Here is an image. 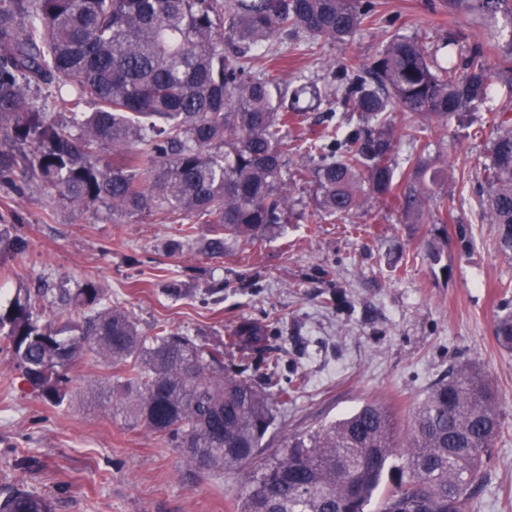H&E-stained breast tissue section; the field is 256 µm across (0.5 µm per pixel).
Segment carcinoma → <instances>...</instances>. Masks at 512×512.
<instances>
[{
  "label": "carcinoma",
  "instance_id": "carcinoma-1",
  "mask_svg": "<svg viewBox=\"0 0 512 512\" xmlns=\"http://www.w3.org/2000/svg\"><path fill=\"white\" fill-rule=\"evenodd\" d=\"M512 20V0H453ZM370 0H0V190H50L71 207L112 206V215L154 213L179 224L180 241L204 257L224 255L232 240L253 245L288 221L286 129L301 116L293 91L252 72V52L283 34L296 45L343 41L372 21ZM512 79V45L497 69L479 46L466 74L441 65L419 41L393 36L371 60L338 65L326 99V125L307 146L327 216L345 218L360 193L395 207L412 224L432 217L429 186L443 170L425 158L412 133L396 134L390 112L446 122L486 105L494 80ZM71 123L50 117L55 105ZM93 111L86 112V105ZM356 116L345 132L337 110ZM411 145L397 172L402 140ZM112 149V162L98 152ZM484 167L485 213L499 246L512 252V118L499 119ZM23 186H18L17 181ZM210 218L197 235L193 217ZM73 307L62 326L44 317V291H18L0 311L5 345L23 380L47 403L71 393L69 373L88 354L112 368L109 411L143 426L179 450L199 471L247 475L240 512H366L384 478L392 488L378 512H468L482 481L484 456L501 428L498 402L484 377L451 368L418 404L398 437L396 417L367 403L348 417L284 441L263 457L274 424V400L288 387L273 381L261 322L238 326L227 343L200 344L160 329L140 334L132 315L89 280L75 292L58 288ZM497 343L512 350V311L497 322ZM236 349L264 370L268 391L241 371L224 368ZM405 449L400 468L389 466ZM0 512H52L51 502L23 491L0 498Z\"/></svg>",
  "mask_w": 512,
  "mask_h": 512
}]
</instances>
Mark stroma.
Here are the masks:
<instances>
[{
  "label": "stroma",
  "instance_id": "stroma-1",
  "mask_svg": "<svg viewBox=\"0 0 512 512\" xmlns=\"http://www.w3.org/2000/svg\"><path fill=\"white\" fill-rule=\"evenodd\" d=\"M374 23L347 40L319 43L315 53L269 55L286 49L275 36L259 52L258 72L281 85H327L344 59H370L395 34L438 47V59L479 45L489 64L512 43V22L449 0H372ZM491 111L456 120L410 122L391 114L395 129L413 127L426 156L447 170L433 186L434 223L408 224L393 207L363 198L346 220L316 206L313 181L289 184L287 224L254 246L228 244L222 257L172 253L178 227L153 215L114 221L105 205L62 208L44 192L0 201V305L23 288H80L93 280L134 317L142 334L159 327L213 343L242 322L271 325L269 348L278 377L294 391L275 404L267 455L288 434L318 429L368 402L392 409L407 426L416 405L450 367L470 365L495 392L502 429L470 499L469 512H512V350L494 338L503 302L512 301V253L500 251L496 225L482 218L487 197L482 168L494 118L512 117V84L495 82ZM22 237L24 252L6 246ZM445 239L440 261L428 242ZM176 275L184 293L166 295ZM109 370L85 356L71 371L72 400L45 403L22 384L0 351V495L25 491L50 500L52 512H238L244 477L189 467L144 427L115 420L86 397Z\"/></svg>",
  "mask_w": 512,
  "mask_h": 512
}]
</instances>
